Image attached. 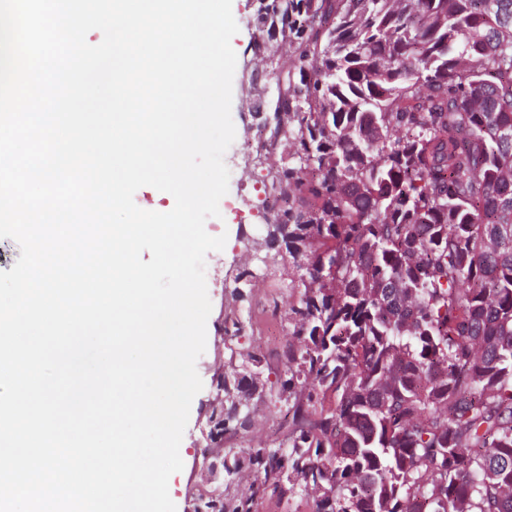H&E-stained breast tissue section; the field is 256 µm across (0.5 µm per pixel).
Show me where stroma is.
<instances>
[{
    "label": "stroma",
    "instance_id": "obj_1",
    "mask_svg": "<svg viewBox=\"0 0 512 512\" xmlns=\"http://www.w3.org/2000/svg\"><path fill=\"white\" fill-rule=\"evenodd\" d=\"M255 4L256 0H232V12L239 31L231 44L241 62L252 59L254 43L268 40L267 35L255 32L248 24ZM262 196L261 183L246 187L237 180H230L228 192L219 203V216L205 222L208 234L226 235L227 242L223 250L209 252L206 256V285L212 309L207 320L206 350L196 364L203 388L192 401L181 442L184 467L169 481V494L176 512H193V505L203 491L234 496L249 490L250 479L239 477L228 483L223 475L211 474L202 462L204 450L217 453L225 445L233 448H249L259 442L269 445L281 438L278 428L284 421L283 412L257 400L252 401L251 408L266 414L267 423L252 422L247 430L227 437L222 446L210 444L207 438L211 405L216 398V379L224 370V308L231 302L237 287L233 272L241 266L243 253L251 250L264 236L261 215L251 206L252 201Z\"/></svg>",
    "mask_w": 512,
    "mask_h": 512
}]
</instances>
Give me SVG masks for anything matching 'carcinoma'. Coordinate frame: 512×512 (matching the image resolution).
I'll return each instance as SVG.
<instances>
[{
	"label": "carcinoma",
	"mask_w": 512,
	"mask_h": 512,
	"mask_svg": "<svg viewBox=\"0 0 512 512\" xmlns=\"http://www.w3.org/2000/svg\"><path fill=\"white\" fill-rule=\"evenodd\" d=\"M288 62L242 80L286 157L258 268L286 251L275 354L230 351L209 436L286 410L285 442L226 448L250 493L195 512H512V0H258ZM256 325L224 309V338ZM315 502L311 497L296 498L278 503L276 500H263L257 506V512H315Z\"/></svg>",
	"instance_id": "1"
}]
</instances>
